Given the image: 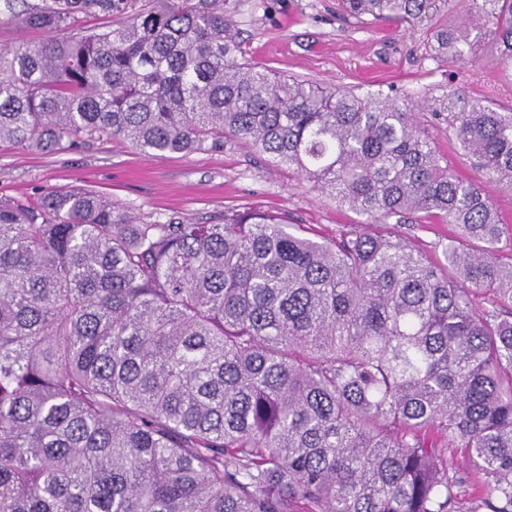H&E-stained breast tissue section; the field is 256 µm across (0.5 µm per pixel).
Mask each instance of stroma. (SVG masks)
I'll return each mask as SVG.
<instances>
[{"instance_id": "1", "label": "stroma", "mask_w": 512, "mask_h": 512, "mask_svg": "<svg viewBox=\"0 0 512 512\" xmlns=\"http://www.w3.org/2000/svg\"><path fill=\"white\" fill-rule=\"evenodd\" d=\"M233 22L246 59L286 76L324 87L391 86L421 98L440 97L452 86L472 98L512 105L508 72L486 62L465 71L449 67L432 58L425 29L345 19L336 13V0H237ZM74 188L151 221L177 215L189 223H220L225 210L253 207L332 239L362 220L234 140L220 152L155 156L118 138L86 140L56 154L0 143L1 198L31 200Z\"/></svg>"}]
</instances>
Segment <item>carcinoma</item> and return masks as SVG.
Wrapping results in <instances>:
<instances>
[{
  "label": "carcinoma",
  "instance_id": "1",
  "mask_svg": "<svg viewBox=\"0 0 512 512\" xmlns=\"http://www.w3.org/2000/svg\"><path fill=\"white\" fill-rule=\"evenodd\" d=\"M235 2L27 7L58 37L0 49V142L234 139L365 224L328 241L255 208L187 224L85 190L0 199V512H512V230L486 190L512 193V108L261 70ZM340 9L512 75V0ZM95 13L118 21L78 28ZM433 222L454 227L441 261L394 232ZM430 134L435 138L441 153L448 155V163L454 166L461 174L471 176L472 170L466 157L458 149L457 142L452 134L448 133L445 125L429 126Z\"/></svg>",
  "mask_w": 512,
  "mask_h": 512
}]
</instances>
